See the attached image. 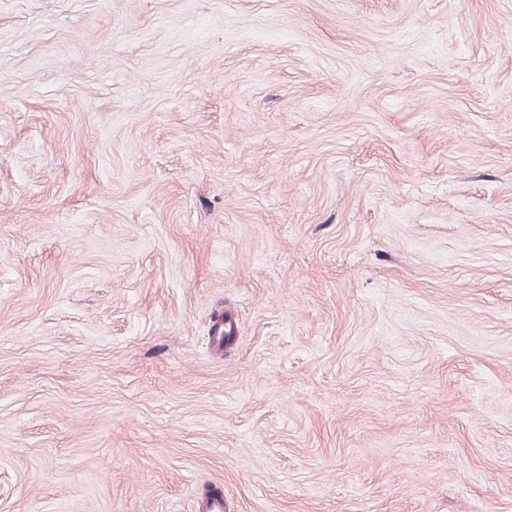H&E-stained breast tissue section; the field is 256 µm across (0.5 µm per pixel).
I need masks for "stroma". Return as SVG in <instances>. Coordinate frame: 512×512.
<instances>
[{
    "label": "stroma",
    "instance_id": "35a3bbf8",
    "mask_svg": "<svg viewBox=\"0 0 512 512\" xmlns=\"http://www.w3.org/2000/svg\"><path fill=\"white\" fill-rule=\"evenodd\" d=\"M218 483L512 512V0H0V512ZM236 321L230 315L224 317V311L219 310L211 323V341L214 348L220 349L223 348L224 345L231 343L236 336ZM226 334L227 336H224ZM229 335V336H228Z\"/></svg>",
    "mask_w": 512,
    "mask_h": 512
}]
</instances>
